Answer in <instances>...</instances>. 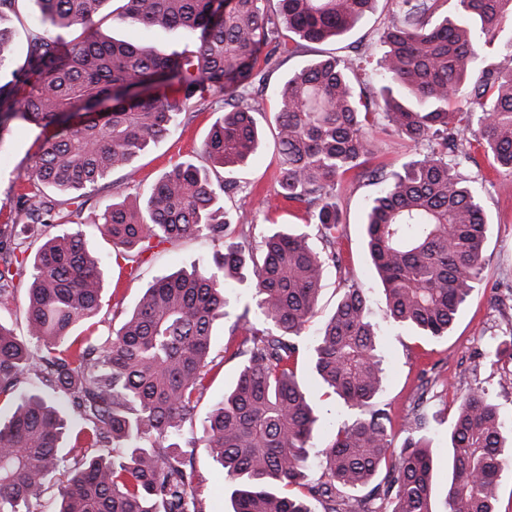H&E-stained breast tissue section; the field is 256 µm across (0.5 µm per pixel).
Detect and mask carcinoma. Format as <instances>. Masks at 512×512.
Wrapping results in <instances>:
<instances>
[{"mask_svg": "<svg viewBox=\"0 0 512 512\" xmlns=\"http://www.w3.org/2000/svg\"><path fill=\"white\" fill-rule=\"evenodd\" d=\"M18 0H0V71L15 46L9 24ZM375 0H34L24 63L0 84V145L22 121L54 127L34 169L30 192L18 196L13 224L0 228V306L14 299L15 278L32 264L24 343L0 325V512H47L41 488L66 474L54 512H204L195 475L181 451L206 390L212 327L228 317L226 288L248 270L255 310L229 325L224 353L242 357L237 379L213 403L205 447L233 485V512H437L433 449L419 411L405 425L399 454L384 413L370 402L384 381L379 332L365 289L346 288L334 313L310 338L320 283L338 266L343 232L333 202L336 180L351 173L380 185L364 224L389 322L425 336L448 335L481 281L487 216L460 159L480 149L497 173L512 174V42L485 63L481 47L512 17V0H392L393 20L379 42L378 92H356L367 55L313 60L284 82L277 110L281 166L276 196L301 204L325 250L308 234L276 229L261 255L247 225H232L219 200L238 189L209 169L247 164L260 132L258 102L244 94L303 41L335 38L355 27ZM182 35L180 50L116 40L93 29L96 19ZM161 83L172 95H131ZM219 90L224 114L200 152L201 163L172 167L143 204L112 201L99 215L113 244L130 253L153 238L193 234L224 240L213 264L169 274L148 286L120 328L107 335L76 325L101 302L99 261L81 231L55 236L27 256L29 239L64 219L45 190L69 195L67 215L113 172L134 174L135 161L173 133L191 105ZM102 102L103 116H72ZM427 153L384 172L372 164L373 129ZM307 352L322 384L356 416L335 430L320 454L309 448L318 417L295 365ZM34 375L63 395L22 391ZM79 419L72 457L59 453L67 411ZM512 434L497 406L479 390L459 397L448 435L451 480L444 512H497L494 488L512 460ZM321 471L314 477L315 471Z\"/></svg>", "mask_w": 512, "mask_h": 512, "instance_id": "obj_1", "label": "carcinoma"}]
</instances>
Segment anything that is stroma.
<instances>
[{
    "mask_svg": "<svg viewBox=\"0 0 512 512\" xmlns=\"http://www.w3.org/2000/svg\"><path fill=\"white\" fill-rule=\"evenodd\" d=\"M389 20L385 0H378L375 11L357 27L336 41L312 44L298 56L284 60L271 70L254 98L262 108L257 115L262 130L261 144L254 159L243 166L216 168L218 176L233 179L239 185L253 188L247 203L238 198L225 199L224 207L231 217L251 225L253 242H261L274 229H291L307 233L313 247L321 241L308 220L305 209L289 202L275 201L276 177L281 157L275 146L274 115L279 93L288 74L307 62L333 53L352 56L367 50L378 52V36ZM222 94L209 96L204 104H196L187 112L184 122L168 138L152 145L137 163L133 180L114 173L110 183L100 184L88 196L85 209L74 222L47 228V236L61 235L81 228L94 255L99 260L102 278L101 306L94 318L99 332L118 328L125 314L132 311L141 294L157 279L179 270L189 271L211 260L219 245L198 235L173 243H161L142 253L137 267H130L118 258L111 238L101 232L93 219L112 198H125L127 203L141 204L143 192L175 164L197 158L213 123L222 114ZM53 129L32 124L18 125L0 147V226L12 223L18 208V196L29 186L35 163ZM467 179L475 181L481 204L488 217L484 246L485 270L481 285L461 308L447 336L431 338L416 330L390 324L385 319L386 301L383 288L377 283L364 240L367 206L375 196L374 183L345 176L336 184V207L345 226L336 249L340 267L328 268L324 274L316 323H323L335 311L347 285L356 283L365 288L371 318L380 327L381 348L386 368L385 380L374 400L375 408L385 410L394 435V448H401L403 427L410 417L419 392H426L423 411L430 422L428 436L434 451V497L443 502L448 485V426L456 409L457 395L474 389L485 390L498 405L505 422H512V358L492 357L491 351L501 337L512 334V175L492 170L482 152H474L472 160L461 165ZM240 359H225L214 367L206 379V391L196 415L186 426L182 450L194 470L195 484L205 512H230L229 493L224 474L204 448L201 437L206 417L213 402L222 398L236 379ZM299 379L312 394L319 428L315 436L317 448H325L340 422L353 413L342 402L324 395L322 383L312 369L308 357H300Z\"/></svg>",
    "mask_w": 512,
    "mask_h": 512,
    "instance_id": "1",
    "label": "stroma"
}]
</instances>
